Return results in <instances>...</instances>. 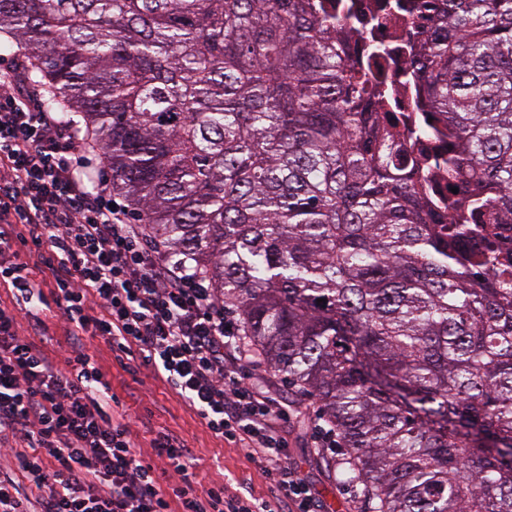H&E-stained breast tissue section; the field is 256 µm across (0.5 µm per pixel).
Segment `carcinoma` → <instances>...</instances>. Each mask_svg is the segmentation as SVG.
<instances>
[{
  "instance_id": "1",
  "label": "carcinoma",
  "mask_w": 512,
  "mask_h": 512,
  "mask_svg": "<svg viewBox=\"0 0 512 512\" xmlns=\"http://www.w3.org/2000/svg\"><path fill=\"white\" fill-rule=\"evenodd\" d=\"M426 10L412 129L336 0H0V47L320 404L368 512H512V0Z\"/></svg>"
}]
</instances>
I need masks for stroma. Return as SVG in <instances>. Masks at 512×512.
<instances>
[{
  "instance_id": "35a3bbf8",
  "label": "stroma",
  "mask_w": 512,
  "mask_h": 512,
  "mask_svg": "<svg viewBox=\"0 0 512 512\" xmlns=\"http://www.w3.org/2000/svg\"><path fill=\"white\" fill-rule=\"evenodd\" d=\"M82 342L111 380L112 390L137 435L141 453H149L152 432L173 431L194 448L202 486L229 481L254 496H268L269 484L257 465L241 449L212 436L198 416L151 369L142 366L137 373H128L103 337L86 335ZM264 376L272 383L274 396L289 406L292 420L284 435L290 458L301 476L319 500H335L340 512H354L355 505L362 499L360 488L338 484L334 470L329 467L333 453L313 447L309 438L308 418L318 413V403L301 395L282 375L268 370Z\"/></svg>"
}]
</instances>
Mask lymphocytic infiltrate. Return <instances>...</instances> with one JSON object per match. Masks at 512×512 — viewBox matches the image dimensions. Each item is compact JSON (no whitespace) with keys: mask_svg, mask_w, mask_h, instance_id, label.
Instances as JSON below:
<instances>
[{"mask_svg":"<svg viewBox=\"0 0 512 512\" xmlns=\"http://www.w3.org/2000/svg\"><path fill=\"white\" fill-rule=\"evenodd\" d=\"M22 60L0 68V512H322L290 460L291 416L253 376L261 362L189 258L151 240L112 181L88 173L74 118L46 108ZM70 326L63 362L35 341ZM138 353L215 436L246 449L270 498L199 489L192 448L160 431L136 450L81 338Z\"/></svg>","mask_w":512,"mask_h":512,"instance_id":"1","label":"lymphocytic infiltrate"}]
</instances>
